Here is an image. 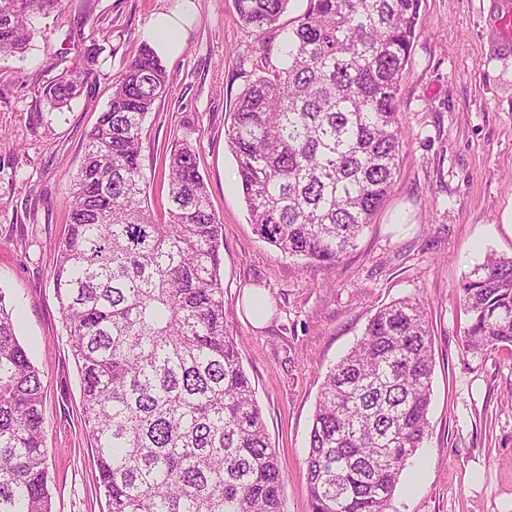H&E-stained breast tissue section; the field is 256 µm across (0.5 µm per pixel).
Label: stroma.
Instances as JSON below:
<instances>
[{
	"label": "stroma",
	"mask_w": 512,
	"mask_h": 512,
	"mask_svg": "<svg viewBox=\"0 0 512 512\" xmlns=\"http://www.w3.org/2000/svg\"><path fill=\"white\" fill-rule=\"evenodd\" d=\"M308 0H290L276 27L255 31L232 0H63L38 17L22 56L0 55V290L16 305L17 334L45 387L44 440L52 512H106L82 415V395L51 278L67 231L65 198L85 137L126 59L160 13L188 14L184 46L164 64L171 93L143 132L150 205L168 207L165 156L189 141L224 226V307L284 476V512H309L305 464L329 366L383 305L412 296L432 322L430 430L405 466L391 512H512V347L465 354L460 286L486 254L512 257V0H422L398 95L406 134L394 185L356 250L328 268L283 257L250 221L225 129L242 90L282 64ZM95 75L67 107L42 88L79 68L94 40ZM261 289L254 327L239 308Z\"/></svg>",
	"instance_id": "1"
}]
</instances>
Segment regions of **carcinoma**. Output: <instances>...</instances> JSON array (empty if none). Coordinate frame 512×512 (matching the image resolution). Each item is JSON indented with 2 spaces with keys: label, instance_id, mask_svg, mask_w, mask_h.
<instances>
[{
  "label": "carcinoma",
  "instance_id": "obj_1",
  "mask_svg": "<svg viewBox=\"0 0 512 512\" xmlns=\"http://www.w3.org/2000/svg\"><path fill=\"white\" fill-rule=\"evenodd\" d=\"M263 30L289 0H233ZM61 0H0V52L24 53L33 19ZM420 0H309L285 64L239 95L225 130L257 235L282 256L332 267L384 205L406 144L397 95ZM44 86L66 106L96 70ZM172 90L148 44L126 61L67 194L52 276L78 367L107 512H284V478L224 310L223 224L197 152L168 156L164 218L149 207L144 123ZM461 344L512 345V257L489 254L462 281ZM424 303L397 299L329 367L305 458L310 512H390L428 436L434 369ZM44 386L0 289V512H52Z\"/></svg>",
  "mask_w": 512,
  "mask_h": 512
}]
</instances>
